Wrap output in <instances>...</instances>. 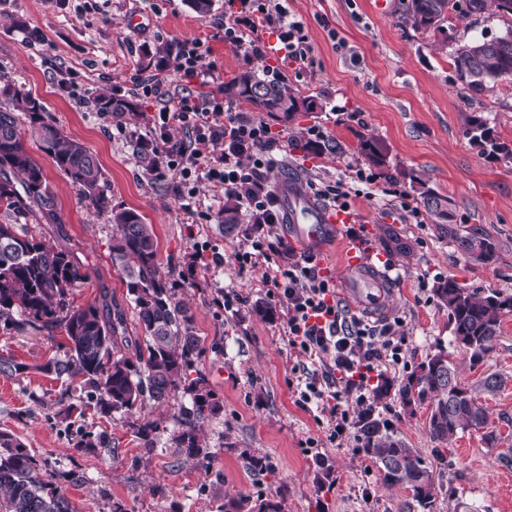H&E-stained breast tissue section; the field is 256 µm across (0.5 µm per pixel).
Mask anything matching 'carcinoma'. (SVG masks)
<instances>
[{
  "label": "carcinoma",
  "instance_id": "carcinoma-1",
  "mask_svg": "<svg viewBox=\"0 0 512 512\" xmlns=\"http://www.w3.org/2000/svg\"><path fill=\"white\" fill-rule=\"evenodd\" d=\"M452 13L512 20V0H407L402 14V23L413 30H433L445 36L458 79L469 90L481 93L489 83L511 82L512 25L491 39L458 38L444 25ZM0 96L6 100L0 105V322L15 329H64L68 341L64 356L49 359L38 370L62 381L67 391L74 387L87 392L103 417L129 415L150 403L164 404L179 392L187 396L189 404L180 406L175 417L172 442L180 452L207 464L210 455L202 442V426L219 413L221 405L206 375L195 367L201 337L191 308L177 298L176 283L160 270L153 225L133 209L111 207L102 191L104 171L95 153L45 117L38 99L9 83L0 87ZM224 99L244 100L285 124L300 112L324 108L321 99L297 93L267 70L231 77L224 83ZM92 106L98 112L124 117L139 112L132 101L106 93L98 94ZM22 114L29 119L27 129L21 127ZM466 134L491 156H512V148L500 141L481 115L469 117ZM30 139L79 187L84 199L98 211L111 214L112 266L126 283L135 327L128 326L125 306L106 292L96 304H75L73 290L86 280L83 265L41 227L29 224V217L36 213L56 220L43 170L28 150ZM135 149L146 168L157 166L159 151L152 141L138 138ZM360 153L372 165L387 163L388 148L378 138L362 139ZM409 178L426 210L437 223L448 225V237L468 261L488 265L495 260L496 244L491 236L460 233L452 224L451 199L421 177L411 174ZM245 220L240 196L224 197L220 212L224 230L230 232ZM435 294L448 311L453 342L471 361H481L498 342L501 316L512 312V296L466 288L452 278L441 282ZM16 313L20 318L14 317ZM502 385L503 380L492 373L475 389L465 386L448 350L441 347L406 378L398 396L407 406L431 400L429 437L449 445L460 432L488 426L487 411L478 394L494 396ZM361 422L362 449L383 470L384 483L405 487L419 505L431 506L432 471L418 449L390 433L383 421L367 415ZM131 427L146 452H152V434L159 429L158 422L148 420ZM79 447L108 448L110 437L105 431L87 432ZM40 471L38 460L22 440L1 431L0 494L6 499L7 512H76L62 487L43 480ZM224 512H283V499L277 495H226Z\"/></svg>",
  "mask_w": 512,
  "mask_h": 512
}]
</instances>
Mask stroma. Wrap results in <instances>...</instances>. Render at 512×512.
Instances as JSON below:
<instances>
[{
    "label": "stroma",
    "instance_id": "35a3bbf8",
    "mask_svg": "<svg viewBox=\"0 0 512 512\" xmlns=\"http://www.w3.org/2000/svg\"><path fill=\"white\" fill-rule=\"evenodd\" d=\"M380 13L375 0H285L302 20L315 65L302 69L280 55L257 59L225 43L216 27L224 0H214L206 16L192 12L185 0H0V77L24 86L44 105L47 116L67 135L85 143L98 157L103 191L114 208H132L153 224L163 270L193 269L179 280L177 296L190 306L202 350L196 367L208 378L222 406L205 422L207 467L178 452L171 441L179 401L146 405L133 415L106 419L88 407L83 392H66L60 381L40 371L51 357L65 353L64 330L0 328V355L25 364L15 377L0 375V431L18 436L42 465V475L64 486L76 512H222L228 495L277 494L285 512H423L410 491L387 487L378 467L362 450L358 431L329 439L316 411L299 407L291 384L296 358L288 350L282 308L270 296L266 264L239 265L236 253L250 250V239L264 236L275 247L272 261L287 263L289 253L314 255L319 267L338 268L341 246L319 252L297 243L289 224H242L226 232L218 213L224 197L206 183L196 187L199 206L186 212L179 197L180 179L166 165L146 169L134 143L118 134L110 115L89 109L86 101L100 92L135 99L131 77L148 70L171 93L183 81L172 64L144 66V49L178 47L201 40L209 59L230 77L267 68L283 76L302 95H316L323 111L298 114L288 125L271 122L284 149L281 170L269 173L276 185L289 172L302 187L335 178L349 166L366 168L359 137L370 134L389 148L388 170H375L379 195L351 198L354 224L365 245L398 272L392 318L405 338L403 361L387 369L403 382L437 347H447L465 383L500 374L501 391L483 398L488 427L500 437L488 447L481 433L458 434L451 445L430 440L429 402L406 408L396 397L360 405L355 395L344 402L353 420L371 412L394 434L417 448L433 473L435 496L430 512H512V466L500 462V449L512 447V314L501 319V336L482 361L450 345L448 312L434 290L452 278L460 285L512 295V159L483 154L466 134L467 118H488L502 141L512 145V83L471 92L458 80L442 34L402 26L404 0H388ZM321 127L330 150L313 156L295 149L310 127ZM55 203L58 223L45 230L85 265L87 279L74 292L86 305L108 290L125 300L127 288L113 268L109 245L113 226L56 167L52 158L30 143ZM422 174L430 186L453 202L454 222L463 229L492 236L497 259L476 265L461 255L432 216L411 223L406 206H420L410 187V173ZM410 244L409 259L384 251L383 229ZM224 256L211 266V249ZM274 311L256 313V304ZM83 404L84 416L58 417L60 408ZM157 421L154 451L146 453L131 424ZM108 431V448H82L83 433ZM315 438L320 459L305 454ZM265 457L266 470L251 471L247 455ZM75 472L80 482L69 483Z\"/></svg>",
    "mask_w": 512,
    "mask_h": 512
}]
</instances>
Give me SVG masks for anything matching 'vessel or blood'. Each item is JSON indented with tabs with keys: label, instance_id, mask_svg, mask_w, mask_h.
<instances>
[{
	"label": "vessel or blood",
	"instance_id": "b4317fda",
	"mask_svg": "<svg viewBox=\"0 0 512 512\" xmlns=\"http://www.w3.org/2000/svg\"><path fill=\"white\" fill-rule=\"evenodd\" d=\"M288 185L284 179L279 188L285 193L284 210L294 237L311 246L328 240L346 243L339 279L340 299L349 309L372 317L386 313L393 289L375 265L372 251L363 243L348 241L346 231L352 214L325 209L301 194L289 192Z\"/></svg>",
	"mask_w": 512,
	"mask_h": 512
}]
</instances>
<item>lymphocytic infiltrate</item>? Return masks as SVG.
I'll return each instance as SVG.
<instances>
[{
  "instance_id": "lymphocytic-infiltrate-1",
  "label": "lymphocytic infiltrate",
  "mask_w": 512,
  "mask_h": 512,
  "mask_svg": "<svg viewBox=\"0 0 512 512\" xmlns=\"http://www.w3.org/2000/svg\"><path fill=\"white\" fill-rule=\"evenodd\" d=\"M219 26L226 42L254 57L275 49L300 67L314 65L303 23L280 0H225ZM261 26L275 35L274 46L257 37ZM208 55L200 41L181 44L175 70L187 87L175 107H162L153 115L150 134L167 166L182 178L185 188L180 197L186 211H193L195 185L203 181L216 191L242 195L250 222L277 223L278 196L268 187L266 175L278 163L280 138L264 121L230 111L219 91H193V84L220 80ZM175 128L184 131V139L172 138ZM356 181L376 183L374 176L356 167L350 176L321 183L315 193L334 210L345 211ZM266 281L283 307L288 347L298 358L294 366L297 404L319 410L331 437L348 434L351 419L343 394L355 395L361 404L373 402L374 380L382 377L386 367L402 361L403 338L391 322L370 325L350 316L336 299L331 277L321 272L313 258L269 266Z\"/></svg>"
}]
</instances>
